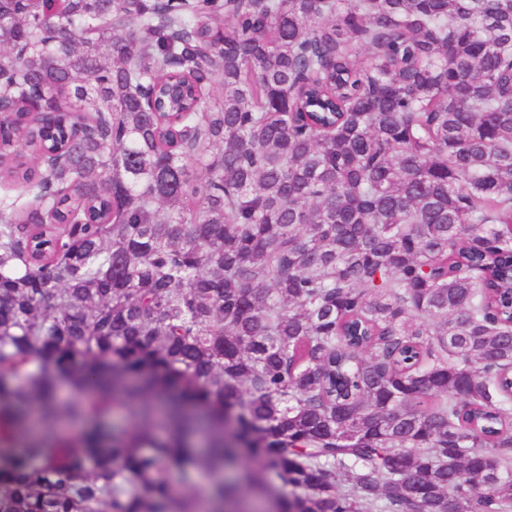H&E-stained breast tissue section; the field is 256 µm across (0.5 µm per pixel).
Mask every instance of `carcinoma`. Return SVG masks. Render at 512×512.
<instances>
[{
	"label": "carcinoma",
	"mask_w": 512,
	"mask_h": 512,
	"mask_svg": "<svg viewBox=\"0 0 512 512\" xmlns=\"http://www.w3.org/2000/svg\"><path fill=\"white\" fill-rule=\"evenodd\" d=\"M0 179V512H512V0H0Z\"/></svg>",
	"instance_id": "1"
}]
</instances>
